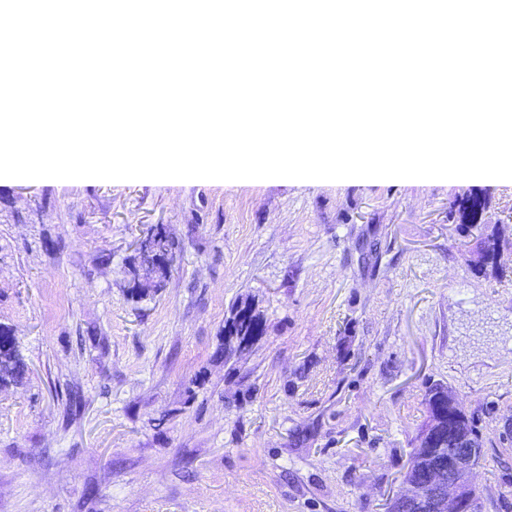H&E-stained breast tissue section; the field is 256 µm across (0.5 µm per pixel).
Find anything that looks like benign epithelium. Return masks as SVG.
Returning <instances> with one entry per match:
<instances>
[{
  "label": "benign epithelium",
  "mask_w": 512,
  "mask_h": 512,
  "mask_svg": "<svg viewBox=\"0 0 512 512\" xmlns=\"http://www.w3.org/2000/svg\"><path fill=\"white\" fill-rule=\"evenodd\" d=\"M455 433L456 448H428L421 454L420 474L402 481L389 512H481L473 481L479 462L476 445L463 426Z\"/></svg>",
  "instance_id": "1"
}]
</instances>
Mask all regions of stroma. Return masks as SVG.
I'll return each mask as SVG.
<instances>
[{
    "label": "stroma",
    "mask_w": 512,
    "mask_h": 512,
    "mask_svg": "<svg viewBox=\"0 0 512 512\" xmlns=\"http://www.w3.org/2000/svg\"><path fill=\"white\" fill-rule=\"evenodd\" d=\"M478 194L483 223L451 218ZM512 186L0 178V512H387L441 382L512 512V283L471 245ZM180 244L132 297L136 241ZM249 301L266 333L226 353ZM0 383L17 382L24 375V363L10 331L0 328Z\"/></svg>",
    "instance_id": "1"
}]
</instances>
